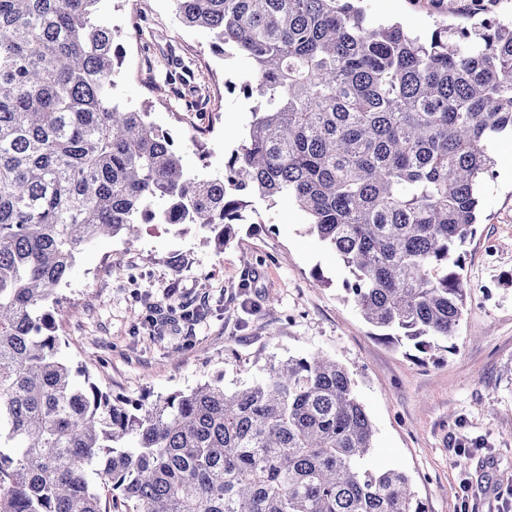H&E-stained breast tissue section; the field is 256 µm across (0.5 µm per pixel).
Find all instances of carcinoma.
I'll return each instance as SVG.
<instances>
[{
    "instance_id": "cac0c4a2",
    "label": "carcinoma",
    "mask_w": 512,
    "mask_h": 512,
    "mask_svg": "<svg viewBox=\"0 0 512 512\" xmlns=\"http://www.w3.org/2000/svg\"><path fill=\"white\" fill-rule=\"evenodd\" d=\"M97 2L0 0V512H426L403 471L367 464L372 422L336 360L130 407L63 356L58 289L99 239L196 224L221 246L249 199L286 197L378 339L422 363L452 350L477 187L512 132V24L422 39L359 0H173L249 60L259 101L224 166L196 174L114 98Z\"/></svg>"
}]
</instances>
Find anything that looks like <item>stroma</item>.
Returning <instances> with one entry per match:
<instances>
[{
  "label": "stroma",
  "instance_id": "obj_1",
  "mask_svg": "<svg viewBox=\"0 0 512 512\" xmlns=\"http://www.w3.org/2000/svg\"><path fill=\"white\" fill-rule=\"evenodd\" d=\"M369 17L426 35L512 22V0H362ZM115 33L116 95L151 107L186 168L204 172L242 140L254 106L221 55L172 0H99ZM477 232L463 247L467 310L456 348L420 363L376 337L342 282L348 270L285 199L259 200L224 248L192 224H144L76 257L61 293L62 349L99 387L138 402L223 375L232 392L270 363L318 351L350 373L375 429L373 464L406 472L427 512H512V137L497 144ZM329 278L317 282L316 273ZM203 307L181 319L185 303Z\"/></svg>",
  "mask_w": 512,
  "mask_h": 512
}]
</instances>
